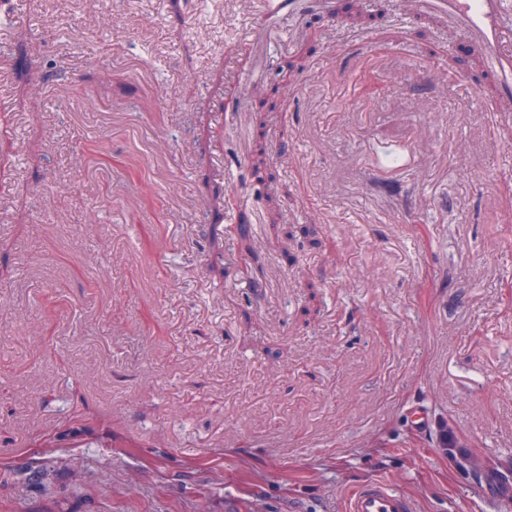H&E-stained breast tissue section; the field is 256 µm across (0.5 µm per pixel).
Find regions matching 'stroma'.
<instances>
[{
	"mask_svg": "<svg viewBox=\"0 0 512 512\" xmlns=\"http://www.w3.org/2000/svg\"><path fill=\"white\" fill-rule=\"evenodd\" d=\"M333 2L256 35L264 0H12L0 512H341L373 477L512 512L440 446L512 469V120L430 0Z\"/></svg>",
	"mask_w": 512,
	"mask_h": 512,
	"instance_id": "35a3bbf8",
	"label": "stroma"
}]
</instances>
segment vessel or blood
I'll return each instance as SVG.
<instances>
[{"mask_svg":"<svg viewBox=\"0 0 512 512\" xmlns=\"http://www.w3.org/2000/svg\"><path fill=\"white\" fill-rule=\"evenodd\" d=\"M441 8L476 34L497 74L496 112H512V0H440ZM343 512H417L411 496L380 479L358 483L346 496Z\"/></svg>","mask_w":512,"mask_h":512,"instance_id":"1","label":"vessel or blood"}]
</instances>
